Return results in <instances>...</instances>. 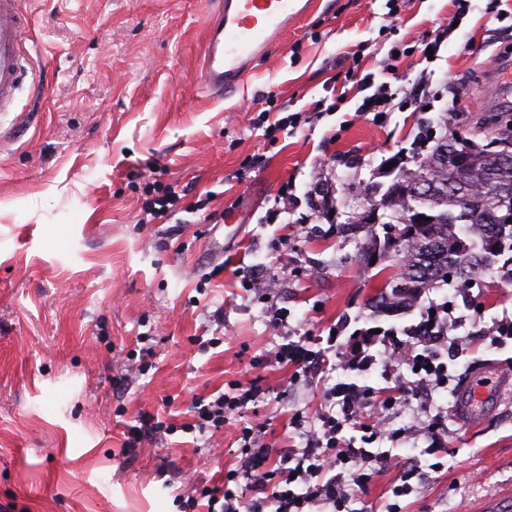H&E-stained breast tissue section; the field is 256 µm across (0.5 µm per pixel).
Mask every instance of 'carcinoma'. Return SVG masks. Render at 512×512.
Returning a JSON list of instances; mask_svg holds the SVG:
<instances>
[{
    "label": "carcinoma",
    "instance_id": "1",
    "mask_svg": "<svg viewBox=\"0 0 512 512\" xmlns=\"http://www.w3.org/2000/svg\"><path fill=\"white\" fill-rule=\"evenodd\" d=\"M461 142L446 134L417 153L415 168H403L383 194L368 188L377 205L391 211L389 218L403 225L382 249L372 245L363 252L371 260L376 252L401 255L400 271L387 277L377 302L382 307L414 302L438 281L480 287L478 276L497 269L500 279L512 283V221L493 216L512 214V167H501L487 155L494 144L512 146V116L472 130ZM481 136L487 144L474 138Z\"/></svg>",
    "mask_w": 512,
    "mask_h": 512
}]
</instances>
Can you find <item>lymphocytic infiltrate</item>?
Segmentation results:
<instances>
[{
    "instance_id": "f902f5d3",
    "label": "lymphocytic infiltrate",
    "mask_w": 512,
    "mask_h": 512,
    "mask_svg": "<svg viewBox=\"0 0 512 512\" xmlns=\"http://www.w3.org/2000/svg\"><path fill=\"white\" fill-rule=\"evenodd\" d=\"M133 177L145 183V214L154 220L174 216L179 201L175 186L147 181L142 170L134 172ZM449 317L444 304L429 301L419 323L409 327L408 342L381 343L387 387L374 391L355 384H335L324 394L325 405L315 428L307 427L303 414H293L288 425L302 436L303 448L272 460L262 441L265 423L242 427L240 470L227 471L221 487L191 486L189 493L181 496V504L193 508L203 501L207 512H313L321 506L331 507L332 512H347L355 490L364 487L372 472L385 462L370 445L389 435L391 411L411 401L413 394L447 387L448 366L442 360L441 349L448 344ZM309 344V337H299L262 355L260 361L290 369V382L295 385L310 382L313 373L329 362L351 372L370 370L375 361L370 349L378 343L367 331L349 337L329 354L313 351ZM260 394L257 381L232 382L228 391L196 404L194 422L178 427L152 415L143 416L140 425L130 427L126 444L131 447L145 435L170 434L178 428L187 433L223 429L248 404L257 402ZM348 428L353 431L349 437L344 434ZM357 432L362 435L358 441L353 438ZM242 476L249 479L257 499L245 500L242 491L232 489V482Z\"/></svg>"
}]
</instances>
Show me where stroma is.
<instances>
[{"label":"stroma","instance_id":"1","mask_svg":"<svg viewBox=\"0 0 512 512\" xmlns=\"http://www.w3.org/2000/svg\"><path fill=\"white\" fill-rule=\"evenodd\" d=\"M400 5L390 16V5ZM33 67L45 93L21 90L0 119V503L11 512H180L188 482L221 484L240 460L237 425L180 431L191 407L229 382L259 379L245 419L265 421L273 453L301 447L284 426L315 419L339 382L385 387L381 366L354 376L326 369L292 385L254 357L290 339L348 338L373 328L401 335L421 302L372 305L382 283L361 254L384 224L343 231L367 212L365 190L413 167L424 126L512 113V85L495 93L491 61L512 60V0H313L283 46L239 91L210 99L196 81L209 0H23ZM437 47L429 56V47ZM388 85L390 109L364 112L363 78ZM286 118L287 131L266 117ZM157 166L184 204L211 201L189 223H143L129 173ZM329 190L330 209L315 192ZM264 280L266 295L249 291ZM451 302L447 388L426 407L395 409L412 428L372 451L405 463L372 476L353 512H469L512 485V393L484 423L451 414L471 366L512 361V340L489 332L512 316V285L496 272ZM287 321L271 324L273 309ZM149 413L171 435L125 445ZM447 455H431V417ZM414 471L411 494L391 488Z\"/></svg>","mask_w":512,"mask_h":512}]
</instances>
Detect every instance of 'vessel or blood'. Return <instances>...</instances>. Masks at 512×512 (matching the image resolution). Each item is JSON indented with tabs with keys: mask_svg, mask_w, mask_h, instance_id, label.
<instances>
[{
	"mask_svg": "<svg viewBox=\"0 0 512 512\" xmlns=\"http://www.w3.org/2000/svg\"><path fill=\"white\" fill-rule=\"evenodd\" d=\"M21 0H0V112L13 107L28 76L26 40L29 18ZM312 7V0H217L210 21L197 82L213 97L229 94L253 74L255 65L282 44L284 35ZM512 391V374L482 364L458 386L453 416L471 425L483 422Z\"/></svg>",
	"mask_w": 512,
	"mask_h": 512,
	"instance_id": "b4317fda",
	"label": "vessel or blood"
}]
</instances>
